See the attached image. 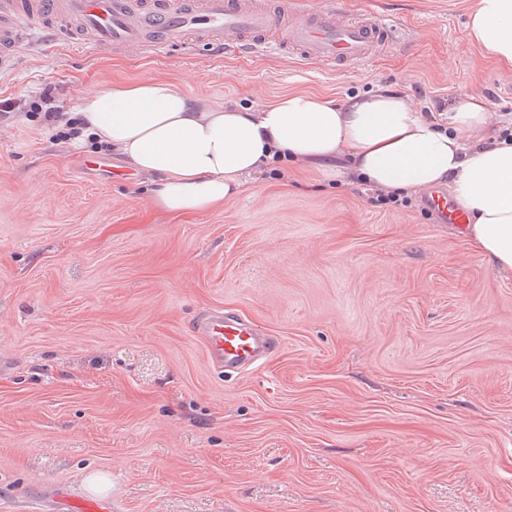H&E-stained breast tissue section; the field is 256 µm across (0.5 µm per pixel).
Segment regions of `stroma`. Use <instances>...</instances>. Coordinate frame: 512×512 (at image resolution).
<instances>
[{
	"instance_id": "obj_1",
	"label": "stroma",
	"mask_w": 512,
	"mask_h": 512,
	"mask_svg": "<svg viewBox=\"0 0 512 512\" xmlns=\"http://www.w3.org/2000/svg\"><path fill=\"white\" fill-rule=\"evenodd\" d=\"M474 0H335L406 26L339 73L295 55L77 53L0 73V512L106 476L112 512H512V273L422 194L311 165L247 177L206 213L154 204L119 154L57 136L39 107L151 78L199 107L386 89L512 123V67L481 58ZM93 160L85 168V160ZM230 312L278 337L262 367L214 370L193 325Z\"/></svg>"
}]
</instances>
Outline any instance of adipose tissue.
<instances>
[{
  "label": "adipose tissue",
  "mask_w": 512,
  "mask_h": 512,
  "mask_svg": "<svg viewBox=\"0 0 512 512\" xmlns=\"http://www.w3.org/2000/svg\"><path fill=\"white\" fill-rule=\"evenodd\" d=\"M467 32L482 55L512 64V0H475ZM491 120L485 101L470 97L443 127L388 92L341 104L298 93L256 111H200L173 84L148 79L85 94L76 124L80 138L156 180L155 203L174 212L212 210L245 177L286 161L343 159L348 172L394 194L448 185L471 219L472 247L510 273L512 139L490 135Z\"/></svg>",
  "instance_id": "adipose-tissue-1"
}]
</instances>
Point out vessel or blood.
Instances as JSON below:
<instances>
[{
	"mask_svg": "<svg viewBox=\"0 0 512 512\" xmlns=\"http://www.w3.org/2000/svg\"><path fill=\"white\" fill-rule=\"evenodd\" d=\"M60 35L85 51L136 48L152 57L172 47L201 44L235 54L274 46L313 64L357 68L400 44V26L373 17L339 19L335 7L290 17L272 0H0V69L14 65L34 31ZM444 224H464L466 212L444 187L424 200ZM196 330L211 363L222 372L258 365L277 347L274 337L221 313L203 316ZM59 512H112L102 498L55 488Z\"/></svg>",
	"mask_w": 512,
	"mask_h": 512,
	"instance_id": "vessel-or-blood-1",
	"label": "vessel or blood"
}]
</instances>
